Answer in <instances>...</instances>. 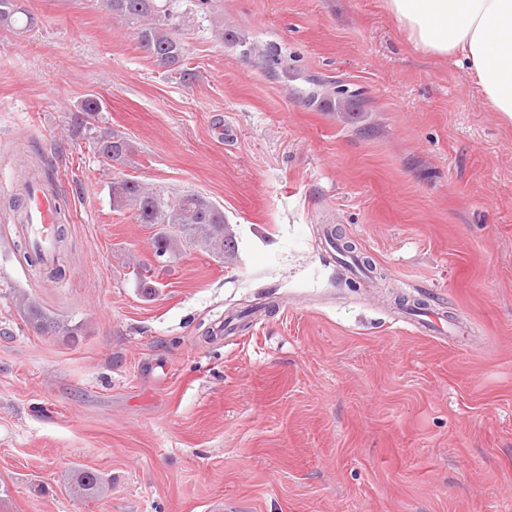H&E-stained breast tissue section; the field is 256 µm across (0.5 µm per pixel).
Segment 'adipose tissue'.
<instances>
[{
    "mask_svg": "<svg viewBox=\"0 0 512 512\" xmlns=\"http://www.w3.org/2000/svg\"><path fill=\"white\" fill-rule=\"evenodd\" d=\"M413 46L461 66L512 122V0H385Z\"/></svg>",
    "mask_w": 512,
    "mask_h": 512,
    "instance_id": "1",
    "label": "adipose tissue"
}]
</instances>
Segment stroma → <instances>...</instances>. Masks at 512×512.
I'll return each mask as SVG.
<instances>
[{
  "label": "stroma",
  "instance_id": "1",
  "mask_svg": "<svg viewBox=\"0 0 512 512\" xmlns=\"http://www.w3.org/2000/svg\"><path fill=\"white\" fill-rule=\"evenodd\" d=\"M20 4L36 26L0 27V512H512V124L463 71L381 0H177L175 68L97 0ZM112 132L135 147L116 166ZM32 161L69 205L59 284L24 258ZM118 178L215 202L234 261L183 251L144 295L155 229L113 207ZM21 293L77 341L37 334ZM404 299L468 341L417 334ZM81 470L103 482L76 499ZM98 153L107 161L120 163L134 151V146L124 136L118 133L101 137L97 141Z\"/></svg>",
  "mask_w": 512,
  "mask_h": 512
}]
</instances>
